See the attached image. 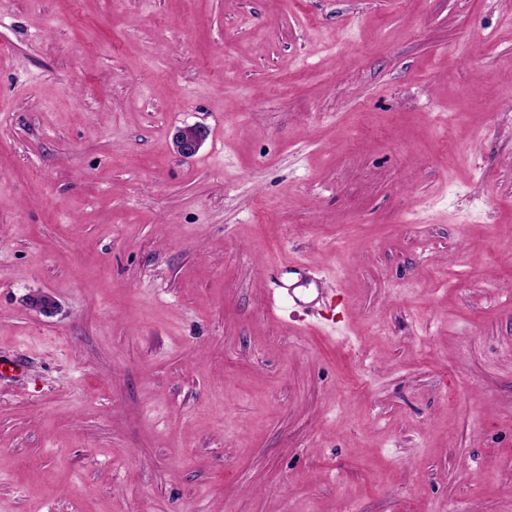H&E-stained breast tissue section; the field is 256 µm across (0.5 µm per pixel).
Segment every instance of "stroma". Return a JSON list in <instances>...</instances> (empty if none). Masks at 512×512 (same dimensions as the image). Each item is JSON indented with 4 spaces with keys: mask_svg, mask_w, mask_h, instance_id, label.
Instances as JSON below:
<instances>
[{
    "mask_svg": "<svg viewBox=\"0 0 512 512\" xmlns=\"http://www.w3.org/2000/svg\"><path fill=\"white\" fill-rule=\"evenodd\" d=\"M0 361V512H512V0H0ZM204 138V132L198 126L179 130L174 141L177 154L184 158L194 156L201 148Z\"/></svg>",
    "mask_w": 512,
    "mask_h": 512,
    "instance_id": "1",
    "label": "stroma"
}]
</instances>
